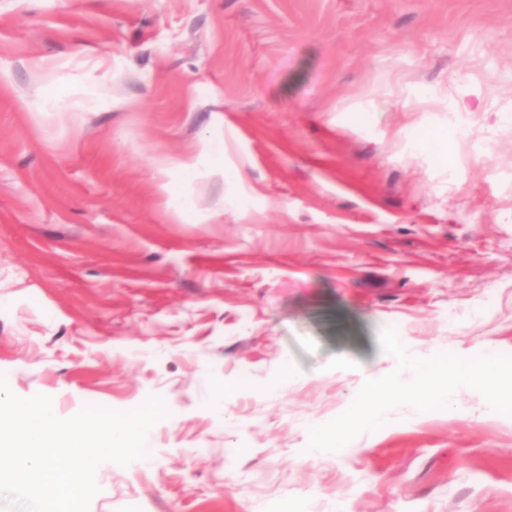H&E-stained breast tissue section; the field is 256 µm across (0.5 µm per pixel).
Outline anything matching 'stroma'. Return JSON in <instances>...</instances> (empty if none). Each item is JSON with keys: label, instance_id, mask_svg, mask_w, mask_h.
<instances>
[{"label": "stroma", "instance_id": "stroma-1", "mask_svg": "<svg viewBox=\"0 0 512 512\" xmlns=\"http://www.w3.org/2000/svg\"><path fill=\"white\" fill-rule=\"evenodd\" d=\"M393 336L512 371V0H0V374L168 410L89 512H512L477 380L352 426Z\"/></svg>", "mask_w": 512, "mask_h": 512}]
</instances>
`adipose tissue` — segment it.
Instances as JSON below:
<instances>
[{"label": "adipose tissue", "instance_id": "adipose-tissue-1", "mask_svg": "<svg viewBox=\"0 0 512 512\" xmlns=\"http://www.w3.org/2000/svg\"><path fill=\"white\" fill-rule=\"evenodd\" d=\"M391 349L400 368L414 373L418 380L414 399L419 409L450 405L459 379L473 374L483 384L490 410L503 414L512 412V377L497 373L492 351H485L476 362L463 353L451 352L434 362L421 363L404 353L400 341H393ZM403 388V382L395 379L367 390L356 404V424L372 431L381 428L385 413L380 410V403L388 401Z\"/></svg>", "mask_w": 512, "mask_h": 512}]
</instances>
